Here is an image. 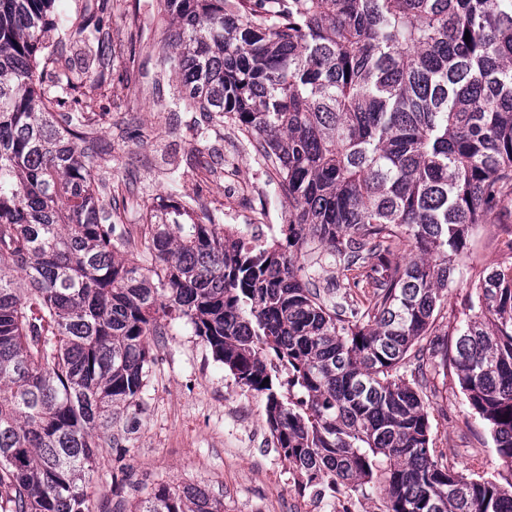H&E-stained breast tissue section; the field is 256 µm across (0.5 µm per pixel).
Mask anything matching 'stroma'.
<instances>
[{
    "label": "stroma",
    "instance_id": "1",
    "mask_svg": "<svg viewBox=\"0 0 512 512\" xmlns=\"http://www.w3.org/2000/svg\"><path fill=\"white\" fill-rule=\"evenodd\" d=\"M107 32L112 79L82 80L90 124L106 143L97 169L109 173L125 224H136L159 197L195 202L224 214L244 235L277 236L288 199L255 139L232 120L202 112L171 113L180 86L161 62L157 43L169 26L160 0H112ZM501 225L474 227L459 281L436 319L439 334L455 335L465 317L470 281L501 260ZM154 363L140 422L125 447L98 451L92 477L94 512L130 506L159 483L193 484L224 496V512H380L376 494L319 501L298 494L267 428L260 394L236 383L182 320L167 322L151 340ZM425 391L431 435L456 470L492 477L501 469L493 443L462 393L455 370L432 367Z\"/></svg>",
    "mask_w": 512,
    "mask_h": 512
}]
</instances>
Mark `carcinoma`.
I'll return each mask as SVG.
<instances>
[{
  "instance_id": "carcinoma-1",
  "label": "carcinoma",
  "mask_w": 512,
  "mask_h": 512,
  "mask_svg": "<svg viewBox=\"0 0 512 512\" xmlns=\"http://www.w3.org/2000/svg\"><path fill=\"white\" fill-rule=\"evenodd\" d=\"M109 2L64 25L53 0H0V512H94L95 449L136 422L168 319L264 397L300 494L512 512V237L470 284L453 344L432 350L501 480L436 452L423 378L406 370L473 227L512 196V0H163L184 107L238 122L280 175L291 209L270 242L171 201L138 235L120 227L75 84L36 74L67 29L103 83ZM310 242L357 272L368 306L320 290ZM129 512H224V495L159 484Z\"/></svg>"
}]
</instances>
